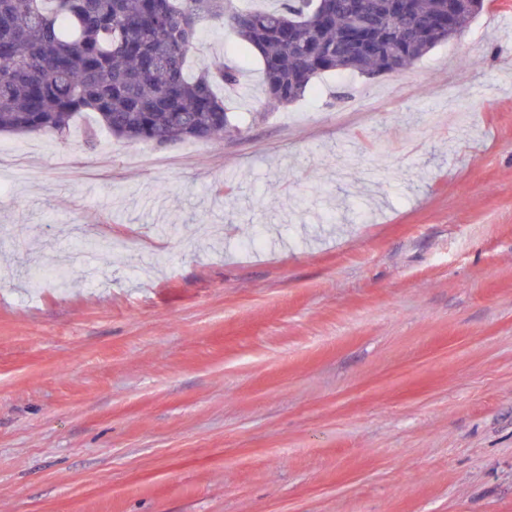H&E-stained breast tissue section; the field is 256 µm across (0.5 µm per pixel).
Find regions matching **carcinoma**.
Instances as JSON below:
<instances>
[{"mask_svg": "<svg viewBox=\"0 0 512 512\" xmlns=\"http://www.w3.org/2000/svg\"><path fill=\"white\" fill-rule=\"evenodd\" d=\"M250 10L234 0H0V132H48L65 141L83 112L121 140L165 146L242 133L231 101L239 71L212 58L186 72L199 25L229 27L262 60L261 111L302 98L323 72L369 78L413 66L448 32L425 24L448 0H416L408 14L373 0L376 45L346 51V0H278Z\"/></svg>", "mask_w": 512, "mask_h": 512, "instance_id": "carcinoma-1", "label": "carcinoma"}]
</instances>
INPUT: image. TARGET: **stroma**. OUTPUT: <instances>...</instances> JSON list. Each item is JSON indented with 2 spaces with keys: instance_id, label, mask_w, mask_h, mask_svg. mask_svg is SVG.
Segmentation results:
<instances>
[{
  "instance_id": "35a3bbf8",
  "label": "stroma",
  "mask_w": 512,
  "mask_h": 512,
  "mask_svg": "<svg viewBox=\"0 0 512 512\" xmlns=\"http://www.w3.org/2000/svg\"><path fill=\"white\" fill-rule=\"evenodd\" d=\"M502 11L259 121L205 23L242 134L1 133L0 512H512Z\"/></svg>"
}]
</instances>
